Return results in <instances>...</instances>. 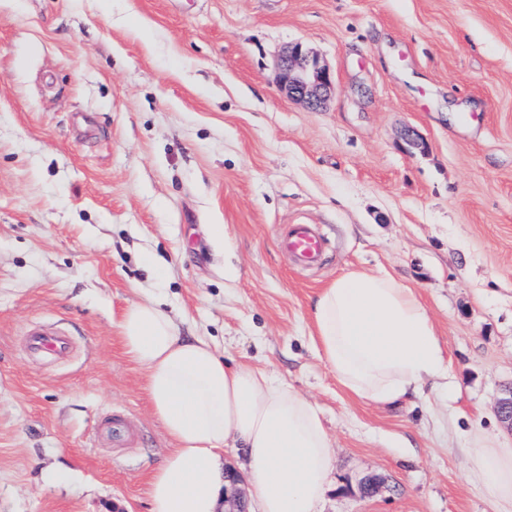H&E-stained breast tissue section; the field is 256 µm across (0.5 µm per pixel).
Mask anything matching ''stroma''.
<instances>
[{
	"instance_id": "obj_1",
	"label": "stroma",
	"mask_w": 512,
	"mask_h": 512,
	"mask_svg": "<svg viewBox=\"0 0 512 512\" xmlns=\"http://www.w3.org/2000/svg\"><path fill=\"white\" fill-rule=\"evenodd\" d=\"M296 43L335 78L324 110L278 89ZM289 224L323 233L318 266L281 252ZM352 268L413 288L448 361L394 406L313 340ZM148 296L318 407V512H512L477 477L512 448V0H0V512H149L174 443L116 327Z\"/></svg>"
}]
</instances>
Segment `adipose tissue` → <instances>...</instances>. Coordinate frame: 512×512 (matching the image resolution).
Masks as SVG:
<instances>
[{"mask_svg":"<svg viewBox=\"0 0 512 512\" xmlns=\"http://www.w3.org/2000/svg\"><path fill=\"white\" fill-rule=\"evenodd\" d=\"M310 317L324 361L361 398L393 404L445 372L426 306L388 273H342ZM117 328L147 373L153 414L176 443L150 477V512H221L224 450L235 445L245 450L258 512H316L334 449L306 397L267 371L227 362L209 338L184 335L153 298L127 307ZM478 478L512 503V448L481 449Z\"/></svg>","mask_w":512,"mask_h":512,"instance_id":"ef3b65f1","label":"adipose tissue"}]
</instances>
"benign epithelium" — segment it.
<instances>
[{
    "mask_svg": "<svg viewBox=\"0 0 512 512\" xmlns=\"http://www.w3.org/2000/svg\"><path fill=\"white\" fill-rule=\"evenodd\" d=\"M277 83L289 98L316 110L329 100L335 80L330 70L298 43L281 56ZM495 415L501 425L512 430V386L497 400ZM224 506L225 512H246L244 494L234 479L224 491Z\"/></svg>",
    "mask_w": 512,
    "mask_h": 512,
    "instance_id": "obj_1",
    "label": "benign epithelium"
}]
</instances>
